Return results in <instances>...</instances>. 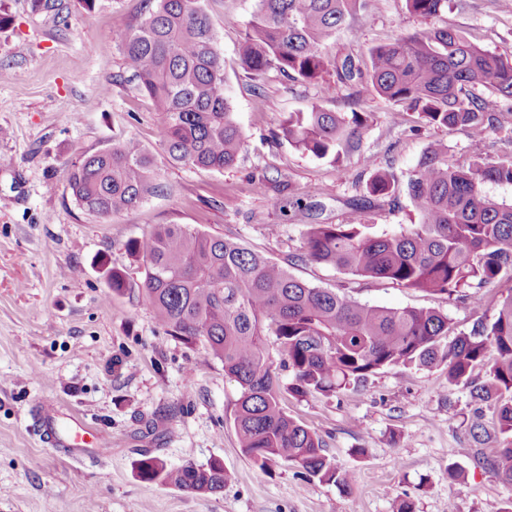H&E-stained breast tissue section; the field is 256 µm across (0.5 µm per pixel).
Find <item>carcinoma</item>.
<instances>
[{
    "label": "carcinoma",
    "instance_id": "obj_1",
    "mask_svg": "<svg viewBox=\"0 0 512 512\" xmlns=\"http://www.w3.org/2000/svg\"><path fill=\"white\" fill-rule=\"evenodd\" d=\"M135 24L115 33L135 90L164 114L162 147L173 162L222 170L245 144L226 93L224 58L201 0H142ZM358 0H258L238 47L243 67L260 76L276 68L314 81L330 70L344 81L362 75L352 56L338 62L327 44L356 10ZM424 20L448 0H406ZM373 90L407 104L430 124L482 128L492 122L473 89L489 84L512 99V55L475 45L462 30L429 28L368 50ZM368 112H330L313 106L290 112L283 139L338 164L355 148ZM64 179L86 212L109 217L154 194L153 159L134 139L66 165ZM512 185V160L476 156L448 163V149L432 146L407 180L418 223L406 232L378 234L364 210L344 224H310L301 260L330 266L363 281L410 290L463 294L480 308L479 290L512 283V204L483 191ZM372 196L395 193V180L376 171ZM142 259V290L158 322L188 344H203L239 387L233 424L242 453L261 470L283 461L310 479L348 490V472L325 453L322 437L283 406V395L330 398L392 366L443 367L448 384L469 388L477 405L470 436L486 434L483 408L492 412L494 447L477 463L512 484V291L492 316L467 332L434 309L388 308L307 284L240 242L189 224H158L131 243ZM289 373L283 383L280 372ZM141 478L191 494H216L231 475L219 463L169 468L159 458L138 461Z\"/></svg>",
    "mask_w": 512,
    "mask_h": 512
}]
</instances>
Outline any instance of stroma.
<instances>
[{
    "label": "stroma",
    "mask_w": 512,
    "mask_h": 512,
    "mask_svg": "<svg viewBox=\"0 0 512 512\" xmlns=\"http://www.w3.org/2000/svg\"><path fill=\"white\" fill-rule=\"evenodd\" d=\"M62 4L58 14L35 0H0L8 20L0 68L10 74L0 82V512H392L404 494L415 512L512 505V484L479 466L470 450L468 390L449 385L440 367L386 368L329 399L285 397L288 413L316 430L350 474V489L307 479L283 462L265 472L254 467L236 443V383L201 344L170 336L156 320L141 289L143 264L128 251L155 225L191 224L241 241L311 285L391 308H432L468 330L480 313H492L506 285H485L477 311L466 300L361 281L299 255L308 225L344 223L360 202L377 231L410 228L417 217L407 179L431 145H446L453 164L476 155L512 159V100L477 87L493 127L438 128L362 79L343 82L330 72L308 83L274 69L257 78L236 54L257 0H202L246 142L233 166L193 168L166 158L164 117L136 94L112 41L139 15L141 0ZM431 24L512 53V6L504 0H448ZM421 27L405 0H363L330 51L357 56ZM315 104L375 115L342 164L278 136L288 113ZM128 138L152 156L160 192L131 211L88 214L65 187V164ZM378 170L393 174L394 197L369 198ZM112 268L125 274L123 294L108 286ZM39 407L61 413L65 425L80 418L109 453L88 448L74 456L43 444L30 419ZM356 448L363 457L353 456ZM146 453L171 467L219 462L232 478L213 495L148 483L138 474ZM452 467L460 472L454 480Z\"/></svg>",
    "instance_id": "stroma-1"
}]
</instances>
